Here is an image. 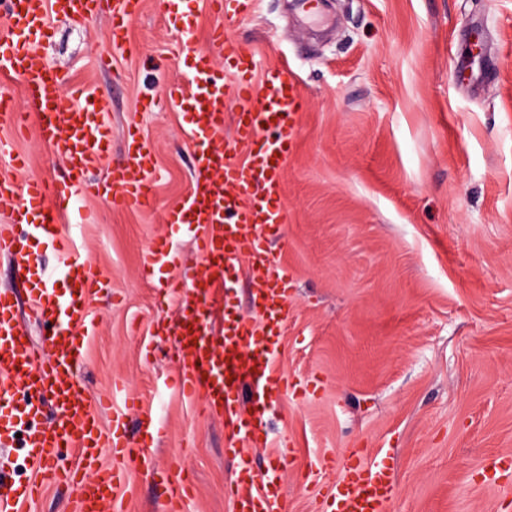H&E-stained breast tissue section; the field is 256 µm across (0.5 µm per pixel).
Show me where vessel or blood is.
Returning <instances> with one entry per match:
<instances>
[{"mask_svg": "<svg viewBox=\"0 0 512 512\" xmlns=\"http://www.w3.org/2000/svg\"><path fill=\"white\" fill-rule=\"evenodd\" d=\"M97 0H0V72L21 80L36 112L35 121L15 111L0 94V126L34 135L67 170L66 178L19 182L15 170H0V207L9 212L0 224V257L11 265L16 286L0 288V447L14 444L17 424H26L23 448L41 480L12 481L0 461V512H25L45 485H72L78 491L75 512H106L115 503L122 482L119 471L101 464V450L111 447L116 460L133 463L160 478L143 449L128 438L123 416L112 418L104 434L81 382L83 342L94 328L88 302L107 286L88 258L76 255L60 233V225L81 197L111 199L113 204L147 209L154 203L156 154L152 142L127 129L125 154L106 179L90 181L86 172L108 152L112 127L107 105L92 90H78L76 103L59 110L63 77L46 63L41 49L52 37L50 18L64 16L80 24ZM142 0H113L112 42L126 48L127 30L139 15ZM212 41L224 58L215 64L204 50L193 53L192 76L171 81L165 90L168 106L191 116L190 138L195 160L193 189L188 199L166 214L169 224L201 227L199 250L203 275L169 283L167 294L179 301L177 324L157 323L156 335L179 338L174 364L183 392L197 399L204 416L224 420L225 441L235 456L269 443L265 415L288 389L287 377L275 362L282 355L279 338L288 320L291 278L280 261L287 245L284 226L288 207L284 164L300 133L305 94L300 81L280 65L255 76L254 58L223 30ZM235 97L240 108L226 117L224 100ZM51 245L54 269L41 262L39 248ZM177 253L166 241L151 246L144 271L176 264ZM247 265L248 300L253 316L225 320L220 332L210 327L217 296L227 271ZM61 273L65 292L51 284ZM29 298L37 319L50 323L47 342H33L20 317L22 298ZM52 402L50 424L40 417ZM74 449L77 465L53 469L57 448ZM293 465L288 456L276 468L257 473L242 466L233 499L234 512H288L281 476ZM192 487L170 482L165 512H180ZM392 469L354 449L336 482L329 512H387L392 499Z\"/></svg>", "mask_w": 512, "mask_h": 512, "instance_id": "obj_1", "label": "vessel or blood"}]
</instances>
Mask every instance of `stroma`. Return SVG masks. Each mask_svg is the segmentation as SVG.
<instances>
[{
	"label": "stroma",
	"instance_id": "obj_1",
	"mask_svg": "<svg viewBox=\"0 0 512 512\" xmlns=\"http://www.w3.org/2000/svg\"><path fill=\"white\" fill-rule=\"evenodd\" d=\"M184 10L197 48L223 26L257 71L288 64L306 96L285 166L281 259L294 291L277 367L308 391L269 409L255 470L286 453L291 512H325L338 469L362 448L393 469L389 512H512V479L485 481L512 453V0H321L315 19L297 0H252L233 21L210 0ZM111 18L112 0L80 26L52 18L43 49L64 105L90 88L110 106L112 147L94 178L120 160L126 128L157 150L152 210L90 198L69 216L75 252L108 280L90 301L86 396L104 429L120 411L133 437L141 410H154L165 431L146 454L191 480L184 512H232L240 460L225 451L224 422L173 385L174 339L153 333L177 315L167 284L204 272L197 230L164 221L190 194L193 160L189 115L161 99L193 59L162 0H144L130 50L114 48ZM475 38L483 58L472 63ZM151 98L158 107L142 109ZM1 138L14 154L0 168L16 156L20 180L65 177L36 137L4 126ZM160 236L181 260L144 277ZM326 457L333 470H321ZM166 497L133 466L117 493L122 512H160Z\"/></svg>",
	"mask_w": 512,
	"mask_h": 512
}]
</instances>
